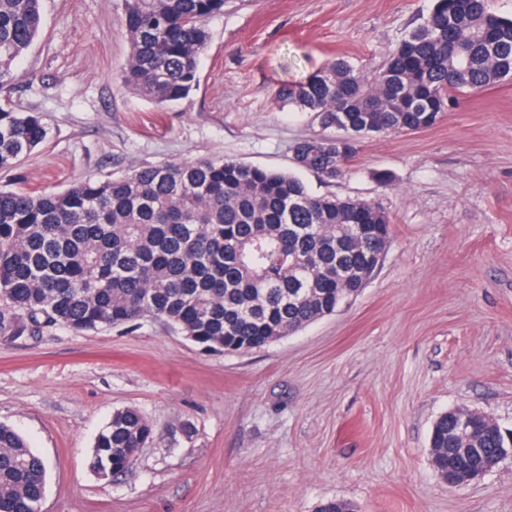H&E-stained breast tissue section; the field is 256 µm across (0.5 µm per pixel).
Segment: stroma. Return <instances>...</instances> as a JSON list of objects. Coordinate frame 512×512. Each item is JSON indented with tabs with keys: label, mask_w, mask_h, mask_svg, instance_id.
<instances>
[{
	"label": "stroma",
	"mask_w": 512,
	"mask_h": 512,
	"mask_svg": "<svg viewBox=\"0 0 512 512\" xmlns=\"http://www.w3.org/2000/svg\"><path fill=\"white\" fill-rule=\"evenodd\" d=\"M432 0H226L199 84L162 108L125 88L122 0H42L10 99L49 134L29 189L147 165L229 158L294 170L315 117L273 94L342 57L379 68ZM316 194L379 207L393 232L346 309L262 351L202 349L160 320L0 343V423L47 462L42 512H512V456L451 487L429 454L454 408L512 429V81L420 132L365 137ZM133 407L153 438L127 473L89 468L99 430Z\"/></svg>",
	"instance_id": "stroma-1"
}]
</instances>
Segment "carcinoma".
Returning a JSON list of instances; mask_svg holds the SVG:
<instances>
[{"label": "carcinoma", "mask_w": 512, "mask_h": 512, "mask_svg": "<svg viewBox=\"0 0 512 512\" xmlns=\"http://www.w3.org/2000/svg\"><path fill=\"white\" fill-rule=\"evenodd\" d=\"M42 0H0V172L48 135L41 116L8 106L18 62L42 31ZM130 51L124 86L173 105L199 84L207 20L225 0H122ZM512 80V18L488 0H434L372 74L338 57L277 102L325 130L294 147L296 167L342 178L370 134L427 129L467 97ZM389 217L351 197L310 192L293 173L229 159L163 163L74 181L62 191L0 187V342L44 328H131L148 318L209 351L267 348L336 313L378 268ZM153 437L135 408L113 412L92 445L102 479L128 471ZM435 470L479 477L512 455V430L454 409L433 423ZM47 464L0 423V512H39Z\"/></svg>", "instance_id": "cac0c4a2"}]
</instances>
